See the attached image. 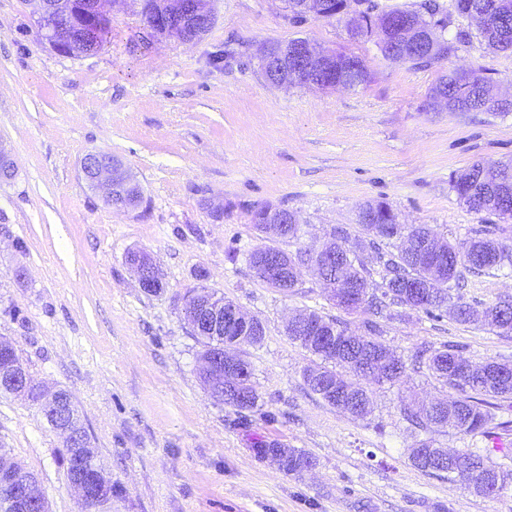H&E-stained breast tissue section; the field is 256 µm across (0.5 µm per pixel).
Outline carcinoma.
<instances>
[{"mask_svg":"<svg viewBox=\"0 0 512 512\" xmlns=\"http://www.w3.org/2000/svg\"><path fill=\"white\" fill-rule=\"evenodd\" d=\"M74 19L77 26L74 48L82 54L98 52L111 32V20L102 19L82 24L80 10L86 8L84 0H73ZM335 16L352 14L359 18L358 36L375 38L382 57L392 62H409L416 68H424L434 61L455 51V43L469 37L460 31L455 41L445 38L450 12L473 19H479V32L491 49H512V0H452L445 7L439 0H421L415 11L386 9L378 0H334ZM425 19L431 24L418 33L412 31L413 21ZM360 67V86H366L372 78L363 60L344 53H331L318 62L316 77L326 87L347 82L349 68ZM429 106L449 112H491L507 114L512 112L509 103L499 96V88L490 80L472 70L454 71L441 76L430 90ZM457 197L468 208L476 212H488L502 219H512V167L496 163L488 169L478 162L462 173L453 184ZM359 225L362 227L368 246L373 249L383 268L382 281L377 283L358 259L350 245L346 228H333L328 239L320 245H311L298 255L309 256L321 250L336 253V264L323 270L325 279L332 287L352 289L356 295L353 304L343 300L336 306L352 313L363 310L374 316L364 322L365 331L357 334L348 324L339 319H330L314 310L307 316L314 322L322 321L336 328L340 345L334 353H321V349L305 342H299L304 350L318 357L320 362L307 367L303 372L305 384L326 404L348 413L355 418H364L372 411V397L365 388L354 390L360 402H340L328 396L321 384L314 381L312 373L344 378L349 372L364 378L371 377L359 357L369 348L386 355L391 372L375 379L379 384H399L407 377V370L419 372L425 368L443 384L456 392V397L447 401L448 410H437L433 406L414 404L413 399L403 396L399 410L414 430L426 437L414 441L408 448L412 465L431 475L446 477L469 485L483 474L499 477L498 490H503L512 480V473L502 469L490 457L492 449L469 451L460 454L456 470L452 472L429 468L420 460V449L436 447V440L429 437L435 430H451L457 435H481L487 439L493 436L492 423L495 419L489 407L491 398L507 399L512 395V363L491 360L474 367L467 363L462 353L466 345L450 341L438 348L424 345L405 362L396 350L378 339L380 325L375 318L391 317L396 309L416 311L432 321H440L451 314L461 324H471L475 316L482 315L481 322L499 331L505 337L512 335V301L507 299L485 306L478 312L471 304L455 295L467 273H482L487 270L512 268V240L497 236L496 224H485L475 235L451 241L436 232L428 224H402L398 215L384 202H369L360 207ZM447 261L448 272L436 277L432 273L433 260ZM418 283L433 289L434 299L425 302L416 299L406 290L408 284ZM262 458L276 459L282 469L291 474H301L304 465L316 460L307 452L295 448L284 455L281 449L271 445L256 448ZM67 471L78 460L92 461L93 470L88 473L90 484L89 500L84 505L87 512H108L112 506V475L97 459L94 448H65Z\"/></svg>","mask_w":512,"mask_h":512,"instance_id":"obj_1","label":"carcinoma"}]
</instances>
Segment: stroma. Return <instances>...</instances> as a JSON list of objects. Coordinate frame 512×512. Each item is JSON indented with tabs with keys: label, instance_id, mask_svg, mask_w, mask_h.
<instances>
[{
	"label": "stroma",
	"instance_id": "1",
	"mask_svg": "<svg viewBox=\"0 0 512 512\" xmlns=\"http://www.w3.org/2000/svg\"><path fill=\"white\" fill-rule=\"evenodd\" d=\"M214 9L211 29L188 45L150 34L129 0L114 8L100 51L68 57L40 41L30 5L0 0V143L16 167L0 182V339L35 379L73 395L112 473V512H512V483L481 497L411 464L398 387L373 386L363 419L313 394L303 381L312 357L286 323L304 309L341 313L313 268L284 293L247 262L261 243L252 213L268 205L299 218L302 235L278 243L290 254L336 226L360 238L369 201L453 241L498 222L511 236L512 221L470 210L451 181L474 163L512 160V112L426 104L438 78L461 68L512 95V50L488 49L475 22L455 15L446 38L464 30L469 42L417 69L383 60L336 19L289 22L283 0H215ZM299 37L360 57L371 82L354 91L269 85L257 50ZM225 49L235 58L215 61ZM91 151L123 163L144 191L139 208L116 210L80 178ZM133 250L157 262L160 293L139 287L125 263ZM201 285L263 324L261 345L237 349L259 394L246 415L200 380L204 346L182 307ZM461 293L477 307L512 298V271L467 275ZM380 325L406 358L425 343L459 341L470 363L512 360V336L449 316L410 311ZM261 442L305 450L317 465L285 473L255 454ZM0 445L37 476L50 512H81L62 439L29 402L0 396Z\"/></svg>",
	"mask_w": 512,
	"mask_h": 512
}]
</instances>
